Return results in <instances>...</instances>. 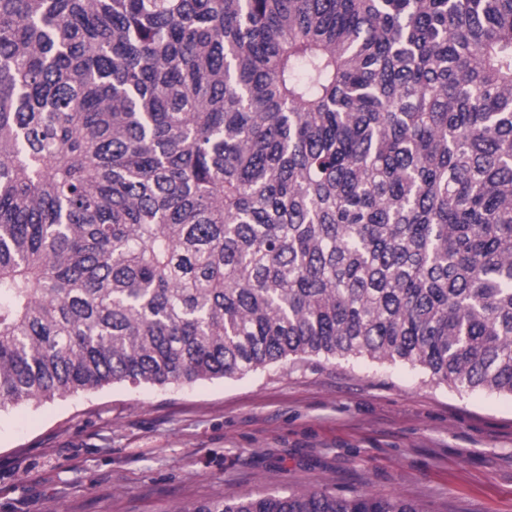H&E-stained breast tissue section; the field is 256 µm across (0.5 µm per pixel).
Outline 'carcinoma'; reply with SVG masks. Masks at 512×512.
<instances>
[{
    "mask_svg": "<svg viewBox=\"0 0 512 512\" xmlns=\"http://www.w3.org/2000/svg\"><path fill=\"white\" fill-rule=\"evenodd\" d=\"M320 355L512 396V0H0V409Z\"/></svg>",
    "mask_w": 512,
    "mask_h": 512,
    "instance_id": "obj_1",
    "label": "carcinoma"
}]
</instances>
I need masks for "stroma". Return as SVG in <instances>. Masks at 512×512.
Segmentation results:
<instances>
[{"label": "stroma", "mask_w": 512, "mask_h": 512, "mask_svg": "<svg viewBox=\"0 0 512 512\" xmlns=\"http://www.w3.org/2000/svg\"><path fill=\"white\" fill-rule=\"evenodd\" d=\"M292 489L512 512V396L313 357L0 411V512H176Z\"/></svg>", "instance_id": "35a3bbf8"}]
</instances>
